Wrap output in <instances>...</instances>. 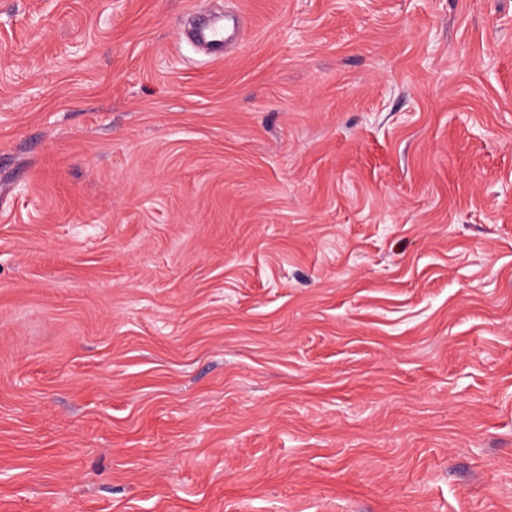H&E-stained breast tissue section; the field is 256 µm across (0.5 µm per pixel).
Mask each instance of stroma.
Segmentation results:
<instances>
[{
    "mask_svg": "<svg viewBox=\"0 0 512 512\" xmlns=\"http://www.w3.org/2000/svg\"><path fill=\"white\" fill-rule=\"evenodd\" d=\"M0 512H512V0H0Z\"/></svg>",
    "mask_w": 512,
    "mask_h": 512,
    "instance_id": "stroma-1",
    "label": "stroma"
}]
</instances>
